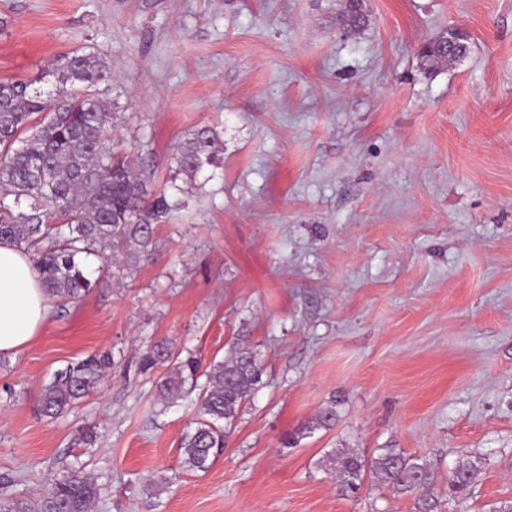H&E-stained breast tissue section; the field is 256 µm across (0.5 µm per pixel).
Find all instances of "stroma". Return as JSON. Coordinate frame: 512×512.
<instances>
[{"label":"stroma","mask_w":512,"mask_h":512,"mask_svg":"<svg viewBox=\"0 0 512 512\" xmlns=\"http://www.w3.org/2000/svg\"><path fill=\"white\" fill-rule=\"evenodd\" d=\"M0 0V81L95 53L115 141L184 207L152 262L110 267L0 359V506L77 471L94 512H415L409 496L345 495L328 455L394 448L438 474L439 512L512 500V0ZM466 30L460 62L420 44ZM208 128L224 166L176 173ZM248 337L264 366L223 454L187 467L196 407L163 405L160 342L223 359ZM109 354L101 386L36 414L68 364ZM336 408L331 428H315ZM469 496H448L459 461ZM165 478L159 496L149 480ZM368 22L364 0L358 4H346L337 19V25L347 35H354ZM459 29H449L434 39L426 40L419 51L420 65L424 69L435 70L466 56L470 35Z\"/></svg>","instance_id":"obj_1"}]
</instances>
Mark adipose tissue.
I'll use <instances>...</instances> for the list:
<instances>
[{"instance_id": "1", "label": "adipose tissue", "mask_w": 512, "mask_h": 512, "mask_svg": "<svg viewBox=\"0 0 512 512\" xmlns=\"http://www.w3.org/2000/svg\"><path fill=\"white\" fill-rule=\"evenodd\" d=\"M46 293L30 255L0 244V355L23 349L43 326Z\"/></svg>"}]
</instances>
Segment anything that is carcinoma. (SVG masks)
I'll return each instance as SVG.
<instances>
[{
	"label": "carcinoma",
	"instance_id": "obj_1",
	"mask_svg": "<svg viewBox=\"0 0 512 512\" xmlns=\"http://www.w3.org/2000/svg\"><path fill=\"white\" fill-rule=\"evenodd\" d=\"M367 22L363 2L345 5L337 19L347 35ZM469 43L468 33L449 29L426 40L419 51L420 65L435 70L459 61ZM106 74V62L99 56L76 52L46 70L42 86L0 81V242L27 250L50 293L67 302L105 283L90 278L88 257L107 263L116 253L132 265L149 259L155 252L156 227L185 205L164 189L148 190L130 154L113 150L116 113L97 92ZM174 162L177 171L191 174L206 167L218 169L224 164V147L211 130L201 129ZM107 250L111 254H105ZM149 359L170 362L157 383L162 403L196 394L198 416L181 450L191 468L208 470L261 383L264 364L239 342L204 370L193 354L182 358L163 344L151 350ZM110 364L109 355H92L59 371L43 387L37 414L55 418L74 407L99 386ZM329 461L346 493H358L368 480L397 495L412 496L416 512H435L439 505L437 472L420 458L380 448L367 459L349 448H336ZM455 472L452 490L469 489L475 464L460 462ZM99 493L94 480L73 473L37 504L15 501L5 512H91Z\"/></svg>",
	"mask_w": 512,
	"mask_h": 512
}]
</instances>
